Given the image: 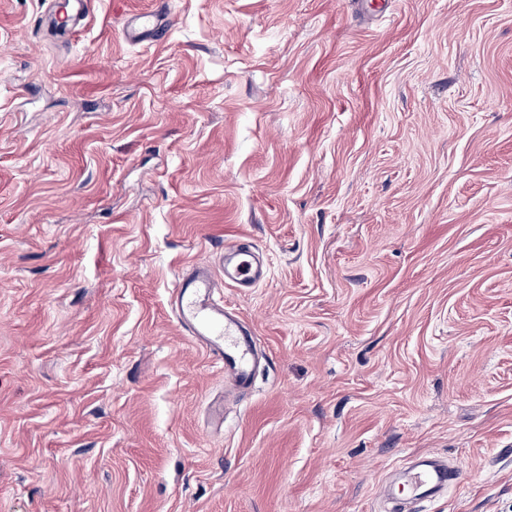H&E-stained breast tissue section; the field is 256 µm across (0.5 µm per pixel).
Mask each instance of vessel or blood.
I'll list each match as a JSON object with an SVG mask.
<instances>
[{
    "label": "vessel or blood",
    "mask_w": 512,
    "mask_h": 512,
    "mask_svg": "<svg viewBox=\"0 0 512 512\" xmlns=\"http://www.w3.org/2000/svg\"><path fill=\"white\" fill-rule=\"evenodd\" d=\"M122 35L127 41L144 43L164 39L166 30L159 14L150 11L128 18ZM254 251L242 241L227 245L223 281H216L209 267L193 265L178 276L173 289L174 311L187 336L241 392L252 387L259 371L256 344L251 330L226 310L220 286L253 288L265 280L267 272L257 264ZM459 481L458 469L438 462L411 471L407 490L416 497Z\"/></svg>",
    "instance_id": "obj_1"
}]
</instances>
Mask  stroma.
<instances>
[{
	"label": "stroma",
	"mask_w": 512,
	"mask_h": 512,
	"mask_svg": "<svg viewBox=\"0 0 512 512\" xmlns=\"http://www.w3.org/2000/svg\"><path fill=\"white\" fill-rule=\"evenodd\" d=\"M0 0V512H512V0ZM250 391L186 336L188 264ZM122 35L128 42L144 43L164 39L166 30L160 15L150 11L129 17L122 28ZM255 248L243 241L224 247V286L254 288L267 276L266 269L255 261ZM220 288L209 267L192 265L177 278L174 311L187 336L244 392L259 371L256 344L251 330L224 308ZM460 481L459 469L448 467L436 461L433 466L414 469L407 477V490L412 496H421L434 489L457 485Z\"/></svg>",
	"instance_id": "35a3bbf8"
}]
</instances>
